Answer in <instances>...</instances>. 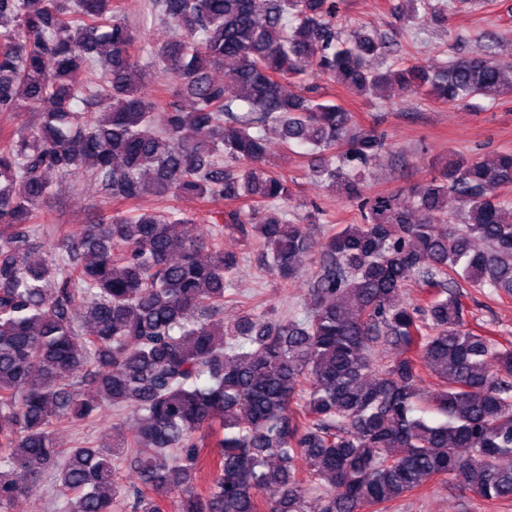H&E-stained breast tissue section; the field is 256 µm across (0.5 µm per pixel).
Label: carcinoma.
<instances>
[{
	"label": "carcinoma",
	"mask_w": 512,
	"mask_h": 512,
	"mask_svg": "<svg viewBox=\"0 0 512 512\" xmlns=\"http://www.w3.org/2000/svg\"><path fill=\"white\" fill-rule=\"evenodd\" d=\"M455 8L393 12L446 31ZM338 13V0H150L139 22L171 37L145 63L118 0H0V112L29 115L0 130V512L43 479L54 512H164L166 498L174 512H309L311 493L319 512H384L434 477L512 504V341L470 326L463 302L512 298V151L437 160L409 204L371 196L384 134L283 89L315 73L370 101L396 82L493 105L512 96V64L383 69L387 37L344 33ZM150 66L179 84L164 105L145 92ZM268 130L362 222L313 238L322 210L290 213ZM76 175L103 202L136 205L76 233L39 222L57 180ZM184 195L216 208L194 219L138 205ZM226 227L261 244L283 285L316 264L301 311L224 322L240 267ZM411 282L421 306L403 299ZM102 407L134 413L135 429L103 448L58 442L53 422ZM213 444L224 453L209 465ZM121 462L137 476L128 488Z\"/></svg>",
	"instance_id": "obj_1"
}]
</instances>
